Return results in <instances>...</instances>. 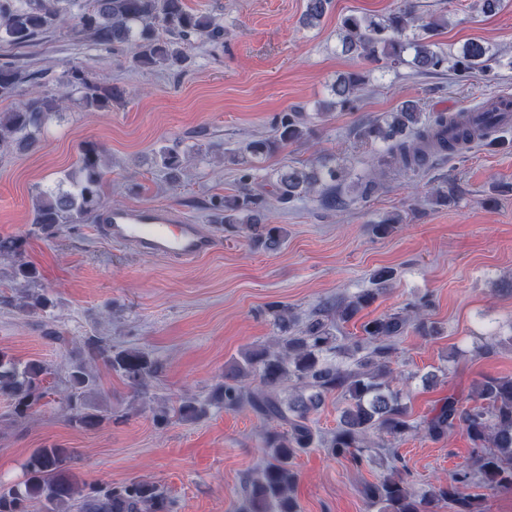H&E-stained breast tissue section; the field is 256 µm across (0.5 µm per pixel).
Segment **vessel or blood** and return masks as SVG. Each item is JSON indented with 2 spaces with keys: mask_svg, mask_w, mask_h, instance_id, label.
Masks as SVG:
<instances>
[{
  "mask_svg": "<svg viewBox=\"0 0 512 512\" xmlns=\"http://www.w3.org/2000/svg\"><path fill=\"white\" fill-rule=\"evenodd\" d=\"M105 239L132 247L144 257L191 262L210 254L218 239L206 225L171 209L135 206L108 211L101 226Z\"/></svg>",
  "mask_w": 512,
  "mask_h": 512,
  "instance_id": "obj_1",
  "label": "vessel or blood"
}]
</instances>
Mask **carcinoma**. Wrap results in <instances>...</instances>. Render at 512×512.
Wrapping results in <instances>:
<instances>
[{
  "label": "carcinoma",
  "instance_id": "obj_1",
  "mask_svg": "<svg viewBox=\"0 0 512 512\" xmlns=\"http://www.w3.org/2000/svg\"><path fill=\"white\" fill-rule=\"evenodd\" d=\"M332 0H305L303 26L320 25ZM75 20L76 33L106 50L117 51L133 45V62L141 69L161 68L184 73L189 59L183 45L194 37L216 40L224 35L219 20L191 10L186 0H0V43L13 47L31 45L40 35ZM446 25L444 17L419 23L413 0L382 18L350 14L340 21L343 52L364 58L383 68L407 66L419 75L450 70L458 79L488 74L509 67L501 55L480 41L464 43L448 54L433 37ZM39 78L13 62L0 64V101L15 97L22 85ZM53 90L36 89L8 112L0 113V149L35 151L41 147L49 118L64 99L77 95L87 110H107L123 98L118 86L93 81L85 69L68 65L56 78ZM368 75L356 70L340 75L331 87L332 98L319 105L322 110H353ZM493 106H481L455 113L425 112L412 100L364 123L358 130L363 143L380 142L383 152L374 157L380 165L408 173L432 166L437 160L462 152L463 146L482 139L492 146L502 126L490 114ZM313 133L303 112H284L275 122V136L253 138L238 149L224 153V161L237 167L239 189L232 195H215L208 201L214 223L240 225L251 241L267 250L276 249L284 230L269 225L270 197L288 204L317 194L334 208L341 205V187L347 180L344 168L321 160L312 167L286 164L264 177L263 163L281 148L307 141ZM104 153L102 144L86 142L79 150L74 169L64 174L60 186L39 192L32 205L31 224L41 231L63 224L85 221L109 207L103 191ZM155 162L176 184L185 168L186 155L179 144L165 145L155 152ZM269 180L272 190L255 188L260 178ZM402 216L393 213L374 223L378 235H387ZM0 256L13 261L12 275L33 284L36 272L22 259L15 239L0 240ZM393 279V271L382 268L373 275L375 287L326 302L300 320L282 304H271L267 313L278 328L276 344L246 350L224 374V383L214 399L226 411L248 407L259 418L275 422L281 430L263 436L264 457L257 473L246 480L234 512H298L293 497L298 473L293 460L312 448H324L334 458L360 466L367 458V436L376 431L393 438H405L420 431L438 439L449 430L462 428L473 445L471 460L462 465L450 481L417 492L397 466L378 481L362 488V495L382 512H480V500L467 492L476 475L493 489L512 486V378L484 377L475 389L474 404L455 395L446 398L431 417L416 423L410 419L399 392L391 389V364L397 354V340L407 328L419 335L440 334L436 323L427 320L432 307L429 296H417L397 312L384 314L361 325V335H339L340 325L354 319L371 304ZM50 299L38 292L28 293L19 308L43 310ZM93 364H77L68 373L64 410L70 422L86 430L98 428L105 416L87 404L97 386V364L109 368L127 381L137 395L159 369L157 361L138 347H114L105 340H87ZM356 357L353 369H344L337 358ZM46 368L39 360L21 361L0 351V396L14 405L22 417L50 395L43 386ZM345 401L340 424L327 435L312 425L310 415L330 394ZM209 402L191 396L178 406L153 412L154 422L165 425L170 415L186 422L207 414ZM74 453L58 445L32 451L26 463L27 479L21 485L0 487V512H30L40 503L47 512H176L175 503L159 485L130 479L119 485H104L88 496L82 495L69 463Z\"/></svg>",
  "mask_w": 512,
  "mask_h": 512
}]
</instances>
